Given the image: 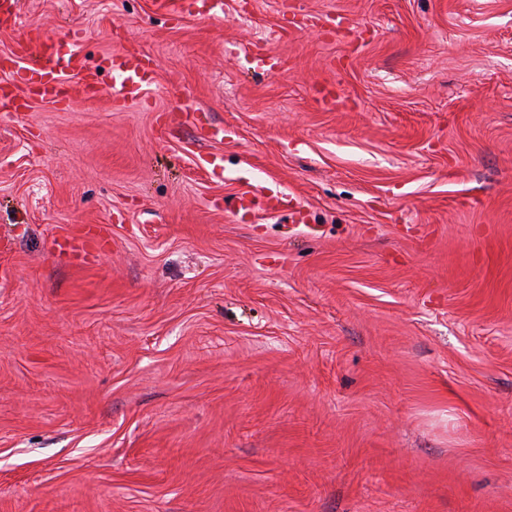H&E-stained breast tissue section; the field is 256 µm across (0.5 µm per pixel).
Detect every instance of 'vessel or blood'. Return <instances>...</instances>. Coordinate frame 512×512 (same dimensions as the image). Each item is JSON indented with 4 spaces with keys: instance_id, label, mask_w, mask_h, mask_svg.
Instances as JSON below:
<instances>
[{
    "instance_id": "vessel-or-blood-1",
    "label": "vessel or blood",
    "mask_w": 512,
    "mask_h": 512,
    "mask_svg": "<svg viewBox=\"0 0 512 512\" xmlns=\"http://www.w3.org/2000/svg\"><path fill=\"white\" fill-rule=\"evenodd\" d=\"M156 7L171 19H180L184 9L197 8L204 18L222 16L223 0H156ZM41 52L43 64L37 66L17 67V57L29 50L28 41H19L13 56L0 57V69L10 72L8 83L0 84V112H23L28 107V100L38 97L58 106L68 105L74 95H81L85 100L97 101L108 99L114 109H121L132 103L143 102L146 89L153 73L152 58L140 51L120 49L104 59L102 67L112 71V83H102L99 68L88 64L79 48L68 52H59L53 38L43 37ZM79 75L78 85L63 81L64 73ZM281 205L277 193L244 192L235 196L233 206L236 210L251 214L257 211H275Z\"/></svg>"
}]
</instances>
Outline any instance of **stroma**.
<instances>
[{"label":"stroma","mask_w":512,"mask_h":512,"mask_svg":"<svg viewBox=\"0 0 512 512\" xmlns=\"http://www.w3.org/2000/svg\"><path fill=\"white\" fill-rule=\"evenodd\" d=\"M31 32L156 67L0 114V512H512V0H20L0 55ZM264 189L300 213L225 211ZM156 7L173 20L182 17L185 8L192 9L194 4L201 7L194 12L203 18L221 17L224 13V2L222 0H157Z\"/></svg>","instance_id":"1"}]
</instances>
